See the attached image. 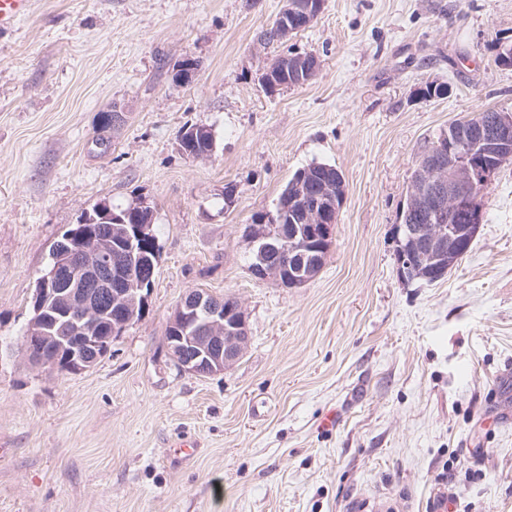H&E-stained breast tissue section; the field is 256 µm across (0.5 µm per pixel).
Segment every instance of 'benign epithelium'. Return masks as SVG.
Listing matches in <instances>:
<instances>
[{"label":"benign epithelium","mask_w":512,"mask_h":512,"mask_svg":"<svg viewBox=\"0 0 512 512\" xmlns=\"http://www.w3.org/2000/svg\"><path fill=\"white\" fill-rule=\"evenodd\" d=\"M322 9L321 0H283L275 38L284 41L310 26ZM283 60L284 71L308 79L320 66L313 54L287 55ZM435 149L448 164L419 169L409 183L401 223L392 227L394 257L404 282L417 262L432 264L436 269L446 266L453 253L449 246H458L461 235L479 229L483 211L471 203L472 194L512 160V145L493 139L475 142L465 126L452 128ZM344 198V184L334 188L325 185L310 205H285L277 215L248 225L253 253L263 256L269 252L280 257L274 265L260 259L250 272L260 279H272L283 288H295L315 278L322 253L332 244ZM460 208L470 210V223L463 229L448 223V215ZM421 211L425 223H410L411 217ZM276 220L287 224L288 231L276 236L265 228L267 222ZM148 231L146 224L137 226L136 236L127 237L121 251L109 249L89 233L80 244L63 248L60 260L40 278L43 287L37 292L38 304H56L58 317L52 325L37 326L26 334L23 350L28 358L45 360L47 347L49 353H65L69 368L81 369L104 354L108 342L136 321L128 300L136 297L145 278L154 274L138 246ZM95 303L100 309L106 303L112 308V329L106 336L74 317L76 309ZM170 325L174 331L166 346L172 359L182 371L198 377L224 372L242 357L249 341L243 307L226 309L223 300L198 290L190 291L177 305Z\"/></svg>","instance_id":"obj_1"}]
</instances>
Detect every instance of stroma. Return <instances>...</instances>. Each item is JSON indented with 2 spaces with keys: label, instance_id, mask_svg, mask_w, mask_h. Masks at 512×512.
Wrapping results in <instances>:
<instances>
[{
  "label": "stroma",
  "instance_id": "obj_1",
  "mask_svg": "<svg viewBox=\"0 0 512 512\" xmlns=\"http://www.w3.org/2000/svg\"><path fill=\"white\" fill-rule=\"evenodd\" d=\"M281 6L32 0L0 34V512H430L443 491L454 512H512V163L444 281L402 282L390 240L424 142L512 110V0H324L263 43ZM295 52L318 56L314 79L266 91L263 68ZM432 81L448 95L420 98ZM192 125L213 129L209 158L181 152ZM313 162L346 186L324 265L295 288L255 278L245 228ZM138 199L160 246L143 316L90 368L30 366L54 245L96 203ZM195 289L247 317L244 355L208 377L166 347ZM496 109H487L482 112H477L465 117L463 119L456 120L453 124L462 123L464 121L468 122L469 126H473L472 131L476 132V137H480L479 128L477 127V123L483 121L485 118H489L491 114L496 112ZM489 121L495 126L500 128H508L512 124V113L511 111H501L496 112L491 116Z\"/></svg>",
  "mask_w": 512,
  "mask_h": 512
}]
</instances>
